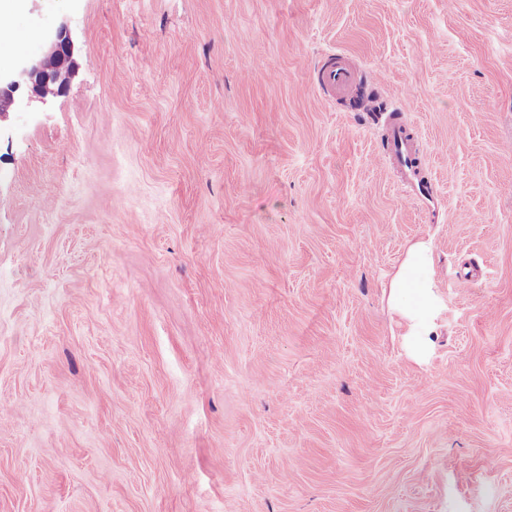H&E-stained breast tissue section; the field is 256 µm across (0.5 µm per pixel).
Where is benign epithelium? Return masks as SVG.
Instances as JSON below:
<instances>
[{
  "mask_svg": "<svg viewBox=\"0 0 512 512\" xmlns=\"http://www.w3.org/2000/svg\"><path fill=\"white\" fill-rule=\"evenodd\" d=\"M74 66L73 39L68 24L62 23L48 36L41 57L27 61L15 75L0 77V116L15 106L65 93Z\"/></svg>",
  "mask_w": 512,
  "mask_h": 512,
  "instance_id": "benign-epithelium-1",
  "label": "benign epithelium"
}]
</instances>
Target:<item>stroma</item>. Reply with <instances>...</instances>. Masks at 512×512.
I'll use <instances>...</instances> for the list:
<instances>
[{
    "mask_svg": "<svg viewBox=\"0 0 512 512\" xmlns=\"http://www.w3.org/2000/svg\"><path fill=\"white\" fill-rule=\"evenodd\" d=\"M63 20L0 118V512H512V0H24L33 53ZM73 56L71 32L62 23L48 36L41 57L27 61L15 75L2 78L0 73V118L15 106L64 94L75 66ZM330 65L323 68L320 74V82L332 93L347 91L356 80L355 72L343 61L336 58ZM390 146L398 161L410 174L413 168L414 145L408 130L401 125H394L390 136ZM389 288L408 324L407 350L416 358H426L433 348L432 335L440 312L433 251L428 241H417L407 249Z\"/></svg>",
    "mask_w": 512,
    "mask_h": 512,
    "instance_id": "1",
    "label": "stroma"
}]
</instances>
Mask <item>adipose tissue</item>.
<instances>
[{
  "instance_id": "ef3b65f1",
  "label": "adipose tissue",
  "mask_w": 512,
  "mask_h": 512,
  "mask_svg": "<svg viewBox=\"0 0 512 512\" xmlns=\"http://www.w3.org/2000/svg\"><path fill=\"white\" fill-rule=\"evenodd\" d=\"M436 287L432 246L417 241L407 249L390 283L391 298L408 324L406 347L417 358L429 356L433 348L440 312Z\"/></svg>"
}]
</instances>
